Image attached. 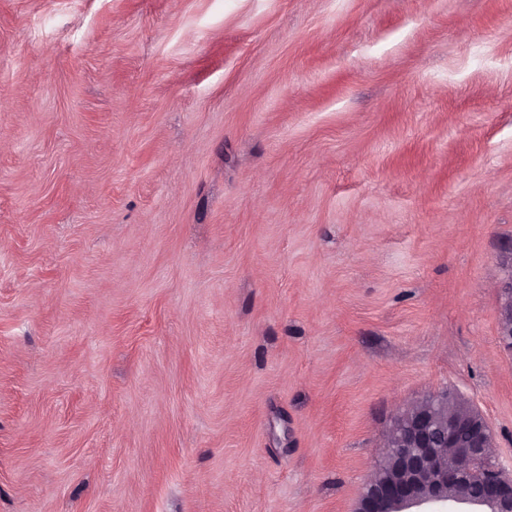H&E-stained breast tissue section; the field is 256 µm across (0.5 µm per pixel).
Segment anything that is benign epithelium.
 Returning <instances> with one entry per match:
<instances>
[{
  "mask_svg": "<svg viewBox=\"0 0 512 512\" xmlns=\"http://www.w3.org/2000/svg\"><path fill=\"white\" fill-rule=\"evenodd\" d=\"M499 341L512 350V273L504 282ZM381 466L355 512H445L452 503L482 512H512V474L494 460L492 435L482 415L444 391L398 414L390 427ZM477 475L475 498H450L448 488Z\"/></svg>",
  "mask_w": 512,
  "mask_h": 512,
  "instance_id": "1",
  "label": "benign epithelium"
}]
</instances>
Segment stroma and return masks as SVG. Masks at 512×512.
<instances>
[{
    "label": "stroma",
    "mask_w": 512,
    "mask_h": 512,
    "mask_svg": "<svg viewBox=\"0 0 512 512\" xmlns=\"http://www.w3.org/2000/svg\"><path fill=\"white\" fill-rule=\"evenodd\" d=\"M512 0H0V512H353L452 390L512 473ZM504 282V305L501 309L499 341L512 350V273L508 271Z\"/></svg>",
    "instance_id": "1"
}]
</instances>
